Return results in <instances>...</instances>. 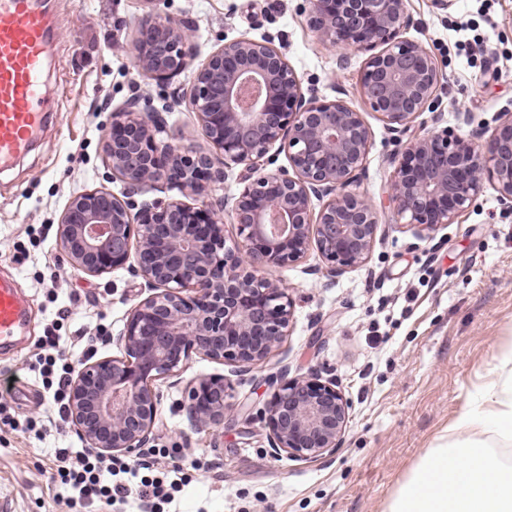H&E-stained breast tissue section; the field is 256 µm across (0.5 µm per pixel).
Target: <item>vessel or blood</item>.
<instances>
[{
  "instance_id": "vessel-or-blood-1",
  "label": "vessel or blood",
  "mask_w": 512,
  "mask_h": 512,
  "mask_svg": "<svg viewBox=\"0 0 512 512\" xmlns=\"http://www.w3.org/2000/svg\"><path fill=\"white\" fill-rule=\"evenodd\" d=\"M54 38L50 14L33 0H0V171L28 152L45 125L43 73ZM22 322L16 288L0 281V346Z\"/></svg>"
}]
</instances>
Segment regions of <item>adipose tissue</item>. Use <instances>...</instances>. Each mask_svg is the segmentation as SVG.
<instances>
[{"instance_id":"obj_1","label":"adipose tissue","mask_w":512,"mask_h":512,"mask_svg":"<svg viewBox=\"0 0 512 512\" xmlns=\"http://www.w3.org/2000/svg\"><path fill=\"white\" fill-rule=\"evenodd\" d=\"M485 401L457 421L461 439L425 451L387 512H512V461L487 440L512 441V373L489 383Z\"/></svg>"}]
</instances>
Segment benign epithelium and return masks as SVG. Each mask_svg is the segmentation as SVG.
I'll list each match as a JSON object with an SVG mask.
<instances>
[{
  "mask_svg": "<svg viewBox=\"0 0 512 512\" xmlns=\"http://www.w3.org/2000/svg\"><path fill=\"white\" fill-rule=\"evenodd\" d=\"M312 27L331 47L368 49L358 92L399 135L438 100L434 55L404 37L406 0H309ZM132 50L141 71L170 80L196 55L189 29L153 12ZM186 94L215 154L191 155L169 111L138 96L112 115L102 152L124 184L72 196L59 241L73 269L99 276L123 267L151 294L129 313L123 355L86 362L68 388L67 421L103 456L145 447L156 423V379L179 375L191 355L249 371L286 335L288 286L264 270L303 257L314 246L330 278L368 261L379 227L373 203L350 187L365 169L372 134L342 100L306 97L298 75L267 40L240 37L214 50ZM391 199L397 221L417 236L459 218L492 187L512 211V113L503 112L484 144L443 127L397 139ZM286 154L288 166L266 167ZM241 166L246 185L232 216L243 239L226 245L224 198L209 196ZM176 185L204 199L208 213L172 197L136 204L147 184ZM322 202L314 211L313 200ZM224 377L190 385L183 404L203 427L224 424ZM348 404L332 380L296 377L280 383L264 410L270 447L315 459L338 445Z\"/></svg>",
  "mask_w": 512,
  "mask_h": 512,
  "instance_id": "obj_1",
  "label": "benign epithelium"
}]
</instances>
